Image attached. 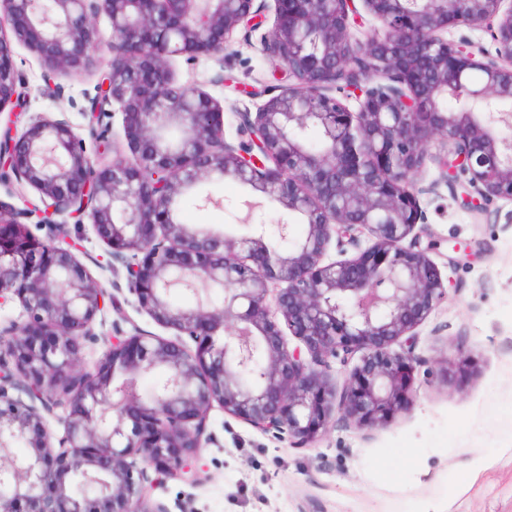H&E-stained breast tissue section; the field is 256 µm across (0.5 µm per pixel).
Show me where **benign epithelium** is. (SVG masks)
<instances>
[{"mask_svg":"<svg viewBox=\"0 0 512 512\" xmlns=\"http://www.w3.org/2000/svg\"><path fill=\"white\" fill-rule=\"evenodd\" d=\"M48 2L0 0V186L26 184L40 201H0V308L17 300L24 316L0 325V461L9 458L0 512H169L152 487L175 477L200 484L215 406L302 447L337 406L360 428L385 425L415 382L416 329L448 295L433 244L404 245L420 239L410 186L431 144L464 208L512 202V136L478 118L512 128V0ZM269 11L262 51L288 82L260 91L256 111L237 112L248 141L234 145L217 101L177 82L170 62L224 51ZM363 12L382 32L352 37ZM102 13L112 29L104 42ZM459 26L490 31L496 56L443 36ZM13 42L38 56L47 81L82 70L92 51L107 54L83 113L107 150L118 104L133 158L96 170L63 114L18 130L27 96ZM310 128L322 138L317 151L304 138ZM226 177L257 194L251 212L278 205L286 247L272 246L263 223L234 237L174 220L180 196ZM73 217L92 222L137 310L175 338L114 322L97 371L84 368L81 341L115 296L79 260V240L57 243ZM363 232L371 247L325 261L332 241L353 244ZM177 283L195 307L170 303ZM210 288L224 289L223 307L211 306ZM335 364L350 368L339 398ZM157 367L167 379L145 397L139 378ZM59 407L55 437L45 416ZM21 440L31 452L14 457ZM79 479L98 491L76 495Z\"/></svg>","mask_w":512,"mask_h":512,"instance_id":"1","label":"benign epithelium"}]
</instances>
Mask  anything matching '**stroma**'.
<instances>
[{
	"mask_svg": "<svg viewBox=\"0 0 512 512\" xmlns=\"http://www.w3.org/2000/svg\"><path fill=\"white\" fill-rule=\"evenodd\" d=\"M12 60L28 94L21 117L30 124L42 116L66 113L75 133L89 138L82 109L93 93L106 56L94 53L77 72L58 73L60 95H46L39 59L20 44ZM179 82L215 98L224 111L227 140H235L236 109L254 108L253 89L275 84L278 61L261 51L260 35L237 30L223 52L194 64L175 59ZM219 205L200 206L182 198L178 218L196 227L242 233L237 202L252 197L249 186L233 178L206 185ZM423 210V240L448 295L417 329L420 360L413 390L391 423L360 428L333 412L313 443L298 447L277 441L225 415L209 414L215 443L201 451L205 477L190 486L174 479L155 485L151 496L169 512H512V202L500 201L476 216L461 209L440 180L438 162L427 159L413 179ZM90 259L85 266L105 291H116L119 309L105 308L94 322L97 340H83L81 357L96 367L104 335L117 319L162 332L136 309L124 277L112 274L106 245L91 224H71ZM469 248L461 265L449 266L453 246ZM461 364L464 374L445 380L444 364Z\"/></svg>",
	"mask_w": 512,
	"mask_h": 512,
	"instance_id": "35a3bbf8",
	"label": "stroma"
}]
</instances>
